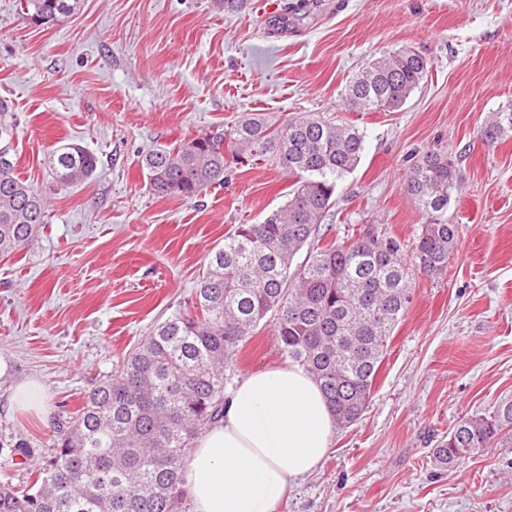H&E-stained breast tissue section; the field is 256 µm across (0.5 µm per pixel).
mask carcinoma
Here are the masks:
<instances>
[{
  "label": "carcinoma",
  "instance_id": "cac0c4a2",
  "mask_svg": "<svg viewBox=\"0 0 512 512\" xmlns=\"http://www.w3.org/2000/svg\"><path fill=\"white\" fill-rule=\"evenodd\" d=\"M25 14L52 24L81 0H20ZM430 61L402 48L370 60L349 81L350 112H394L427 77ZM16 120L0 99V254L23 249L45 224L47 200L16 173ZM512 132V108L483 125L489 143ZM365 134L320 112L276 124L247 113L221 132L158 146L141 159L158 196L197 198L253 161L293 178L287 201L258 224H236L209 254L190 311L158 324L64 419V438L19 492L0 482V512H178L186 449L224 418L230 363L266 320L282 358L319 384L334 421L357 422L368 408L388 340L410 302L403 246L364 228L318 243L338 181L352 173ZM59 187L93 178L97 158L59 141L44 156ZM455 170L448 155L425 153L408 169L404 192L426 215L413 248L427 276L448 267L457 225L448 223ZM307 249L304 261L293 266ZM512 444V397L493 411L461 418L433 449L444 469L484 448Z\"/></svg>",
  "mask_w": 512,
  "mask_h": 512
}]
</instances>
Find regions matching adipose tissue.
Here are the masks:
<instances>
[{
    "label": "adipose tissue",
    "instance_id": "1",
    "mask_svg": "<svg viewBox=\"0 0 512 512\" xmlns=\"http://www.w3.org/2000/svg\"><path fill=\"white\" fill-rule=\"evenodd\" d=\"M334 420L319 386L288 364L247 374L224 418L196 438L183 490L193 512H273L326 457Z\"/></svg>",
    "mask_w": 512,
    "mask_h": 512
}]
</instances>
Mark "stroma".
<instances>
[{"label": "stroma", "mask_w": 512, "mask_h": 512, "mask_svg": "<svg viewBox=\"0 0 512 512\" xmlns=\"http://www.w3.org/2000/svg\"><path fill=\"white\" fill-rule=\"evenodd\" d=\"M271 0L227 14L212 0H82L42 25L0 0V99L17 121L19 177L49 201L22 251L0 255V481L29 488L77 409L154 327L185 311L208 254L236 224L286 200L291 179L258 161L197 199L153 195L140 167L163 143L262 112H320L364 131L356 170L320 226H371L412 245L425 222L403 190L414 156L447 153L458 227L447 270L410 275L368 410L274 512H512V447L443 470L431 453L462 416L512 395V135L490 145L488 113L512 106V0H315L273 28ZM409 48L431 68L398 112H345L341 94L374 57ZM98 158L93 179L54 187L59 140ZM271 324L232 362L236 378L282 365ZM37 380L40 412L12 409ZM27 443L29 457L16 455Z\"/></svg>", "instance_id": "1"}]
</instances>
